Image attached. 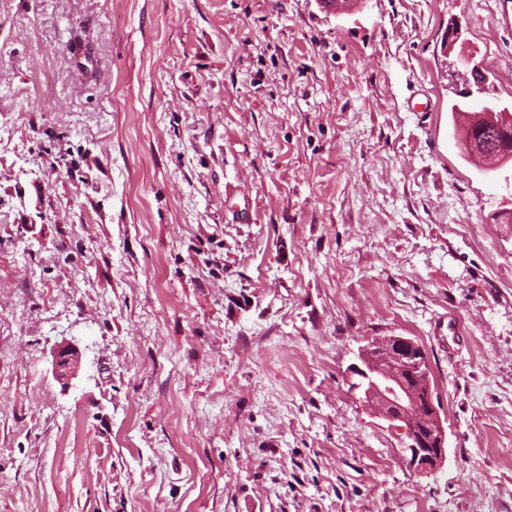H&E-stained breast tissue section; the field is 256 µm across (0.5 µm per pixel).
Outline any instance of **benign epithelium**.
Returning <instances> with one entry per match:
<instances>
[{
    "mask_svg": "<svg viewBox=\"0 0 512 512\" xmlns=\"http://www.w3.org/2000/svg\"><path fill=\"white\" fill-rule=\"evenodd\" d=\"M482 83L463 93L470 100L471 113L464 125L470 154L493 170L512 160V138L491 145L473 136L474 128L512 129V111L499 109L480 97ZM77 352L69 345L57 348L53 371L61 379L74 373ZM360 364L353 367L357 381L352 391L389 422L404 430L408 443L404 451L409 465L417 470H437L446 457V432L434 402L430 369L423 347L414 339L389 335L368 341L359 351Z\"/></svg>",
    "mask_w": 512,
    "mask_h": 512,
    "instance_id": "obj_1",
    "label": "benign epithelium"
}]
</instances>
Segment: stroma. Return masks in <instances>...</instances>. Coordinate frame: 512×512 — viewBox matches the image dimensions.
<instances>
[{
	"instance_id": "35a3bbf8",
	"label": "stroma",
	"mask_w": 512,
	"mask_h": 512,
	"mask_svg": "<svg viewBox=\"0 0 512 512\" xmlns=\"http://www.w3.org/2000/svg\"><path fill=\"white\" fill-rule=\"evenodd\" d=\"M463 48L512 108V0H0V512H512V163L463 146ZM392 334L433 473L348 390ZM77 352L69 345L57 348L53 357V371L58 378L69 379L74 373Z\"/></svg>"
}]
</instances>
